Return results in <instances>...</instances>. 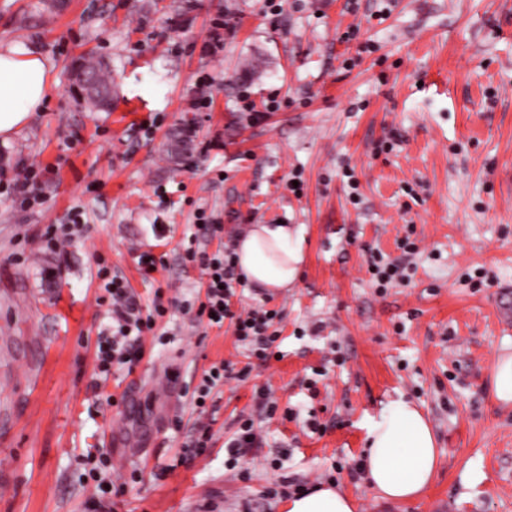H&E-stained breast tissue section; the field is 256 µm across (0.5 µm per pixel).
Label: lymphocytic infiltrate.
<instances>
[{
    "mask_svg": "<svg viewBox=\"0 0 512 512\" xmlns=\"http://www.w3.org/2000/svg\"><path fill=\"white\" fill-rule=\"evenodd\" d=\"M183 260L199 267L207 277L205 299L196 305L187 299H174L165 305L157 299L152 309L145 312L121 278L115 277L105 283L112 333L99 337L97 342L95 362L99 374L108 375L116 364L130 368L137 365L144 354L145 332L152 330L156 321L172 309L194 312L196 320L206 321L211 327L230 325L237 342L246 347L252 357L262 362L273 357V347L280 337L275 325L278 311L261 305L239 312L231 308L233 284L240 279L233 249L211 253L190 246L186 248Z\"/></svg>",
    "mask_w": 512,
    "mask_h": 512,
    "instance_id": "lymphocytic-infiltrate-1",
    "label": "lymphocytic infiltrate"
}]
</instances>
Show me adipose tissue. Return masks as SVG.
Instances as JSON below:
<instances>
[{
  "mask_svg": "<svg viewBox=\"0 0 512 512\" xmlns=\"http://www.w3.org/2000/svg\"><path fill=\"white\" fill-rule=\"evenodd\" d=\"M51 66L34 46L0 51V136L26 125L48 98ZM246 281L266 291L294 286L304 261V231L287 224H255L235 248ZM365 468L371 488L384 499L408 502L430 485L439 466L431 425L411 401L390 402L366 426ZM356 504L332 485L318 484L292 496L285 512H355Z\"/></svg>",
  "mask_w": 512,
  "mask_h": 512,
  "instance_id": "ef3b65f1",
  "label": "adipose tissue"
}]
</instances>
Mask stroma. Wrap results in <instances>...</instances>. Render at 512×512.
I'll use <instances>...</instances> for the list:
<instances>
[{
  "instance_id": "obj_1",
  "label": "stroma",
  "mask_w": 512,
  "mask_h": 512,
  "mask_svg": "<svg viewBox=\"0 0 512 512\" xmlns=\"http://www.w3.org/2000/svg\"><path fill=\"white\" fill-rule=\"evenodd\" d=\"M366 40L374 51L359 54ZM32 43L53 89L0 136V169L53 172L41 204L0 186V512H86L99 449L122 488L113 512H282L292 482L337 485L357 512H512V405L490 380L512 352L498 312L512 285V0H281L276 13L266 0H0V49ZM86 54L110 72V109L78 87ZM205 77L212 104L196 110ZM202 213L223 233L206 235ZM49 224L71 234L64 250H44ZM255 224L304 229L295 287L240 285L231 299L280 311L279 356L200 414L204 370L247 359L231 328L178 311L177 343L97 379L111 323L99 267L145 308L159 289L196 298L204 275L182 265L185 246L213 253ZM409 226L411 279L379 290L371 256L398 258ZM144 251L164 262L148 279ZM398 397L429 418L440 452L411 502L380 499L362 466L367 423ZM242 414L262 444L232 464L224 441ZM201 422L213 445L192 457Z\"/></svg>"
}]
</instances>
